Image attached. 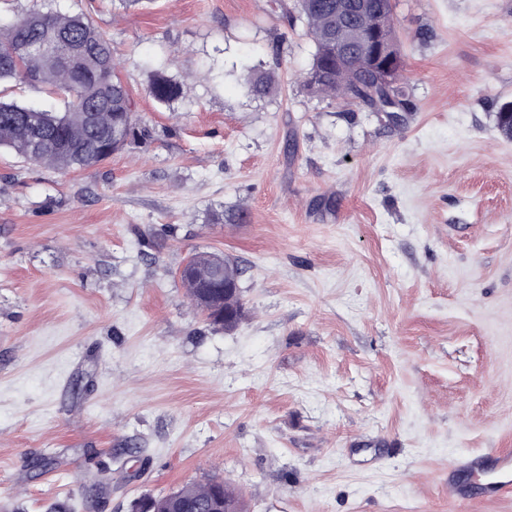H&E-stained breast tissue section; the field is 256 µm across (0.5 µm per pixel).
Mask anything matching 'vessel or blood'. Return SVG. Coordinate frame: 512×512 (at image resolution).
I'll list each match as a JSON object with an SVG mask.
<instances>
[{"instance_id":"obj_1","label":"vessel or blood","mask_w":512,"mask_h":512,"mask_svg":"<svg viewBox=\"0 0 512 512\" xmlns=\"http://www.w3.org/2000/svg\"><path fill=\"white\" fill-rule=\"evenodd\" d=\"M511 487L512 458L495 448L484 449L448 467V496L454 500L470 499L477 494L493 499Z\"/></svg>"}]
</instances>
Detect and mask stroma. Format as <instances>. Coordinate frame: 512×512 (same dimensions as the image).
I'll list each match as a JSON object with an SVG mask.
<instances>
[{
	"instance_id": "obj_1",
	"label": "stroma",
	"mask_w": 512,
	"mask_h": 512,
	"mask_svg": "<svg viewBox=\"0 0 512 512\" xmlns=\"http://www.w3.org/2000/svg\"><path fill=\"white\" fill-rule=\"evenodd\" d=\"M293 3L0 0L91 18L152 132L81 172L0 150V512L214 476L249 512H512L448 497L459 455H512V0H392L396 124L307 93ZM147 59L183 98L146 95ZM199 251L247 267L234 331L181 284ZM249 93L255 98L269 96L274 90V76L270 72H254L249 69L245 77Z\"/></svg>"
}]
</instances>
